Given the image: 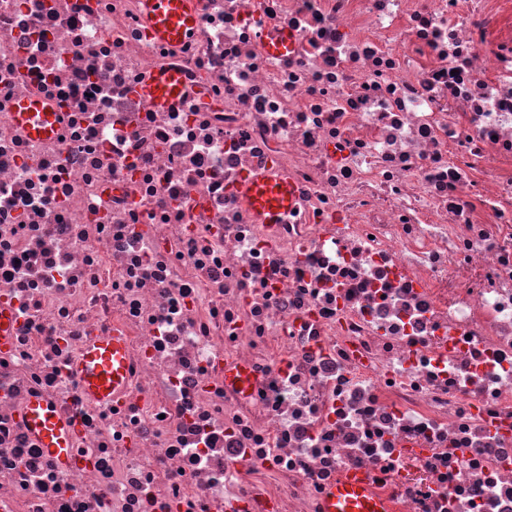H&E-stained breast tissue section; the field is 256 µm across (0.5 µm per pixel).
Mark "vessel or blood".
<instances>
[{
	"label": "vessel or blood",
	"mask_w": 512,
	"mask_h": 512,
	"mask_svg": "<svg viewBox=\"0 0 512 512\" xmlns=\"http://www.w3.org/2000/svg\"><path fill=\"white\" fill-rule=\"evenodd\" d=\"M145 7L152 16L154 33L160 40H181L195 29L193 0H145ZM180 92L179 77L172 72L157 75L142 90L144 96L160 106L173 103ZM16 112L18 121L32 135L50 134L52 115L42 104L24 101L17 106ZM238 194L261 224L274 223L294 204L287 180L272 173L248 177L239 185ZM78 372L87 394L100 401L112 399L126 381L121 343L112 338L90 343L78 365ZM27 421L43 448L60 462H70L69 432L52 409L40 401H33ZM323 512H388V507L385 501L371 493L363 476L352 474L337 484L326 498Z\"/></svg>",
	"instance_id": "1"
}]
</instances>
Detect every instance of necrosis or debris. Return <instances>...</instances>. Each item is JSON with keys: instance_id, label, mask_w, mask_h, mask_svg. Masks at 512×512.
I'll return each instance as SVG.
<instances>
[{"instance_id": "obj_1", "label": "necrosis or debris", "mask_w": 512, "mask_h": 512, "mask_svg": "<svg viewBox=\"0 0 512 512\" xmlns=\"http://www.w3.org/2000/svg\"><path fill=\"white\" fill-rule=\"evenodd\" d=\"M196 12L173 43L143 0H0V512H321L352 472L390 512H512V0ZM270 169L295 203L259 224ZM106 336L101 402L73 367ZM181 92V84L177 74L165 72L157 75L145 88L142 94L164 106L173 103ZM17 119L34 136H47L52 130V112L41 103L23 101L17 108ZM238 194L260 224L274 223L294 204L288 181L272 173L248 177L239 185ZM84 391L105 401L117 395L125 385L126 364L120 342L101 338L89 344L77 367ZM27 421L42 448H46L61 463L68 464L71 461L68 451L69 432L52 409L41 401L34 400L29 406Z\"/></svg>"}]
</instances>
